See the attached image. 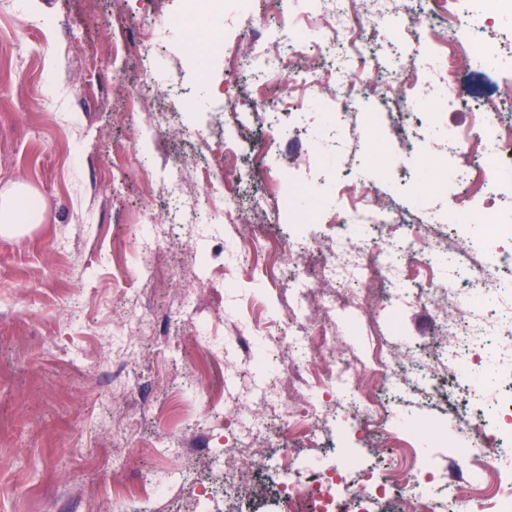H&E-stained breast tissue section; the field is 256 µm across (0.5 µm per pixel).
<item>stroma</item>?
<instances>
[{
  "instance_id": "35a3bbf8",
  "label": "stroma",
  "mask_w": 512,
  "mask_h": 512,
  "mask_svg": "<svg viewBox=\"0 0 512 512\" xmlns=\"http://www.w3.org/2000/svg\"><path fill=\"white\" fill-rule=\"evenodd\" d=\"M138 0L134 19L113 0L87 12L82 0H41L32 13L0 0V191L31 188L44 204L41 222L0 234V512H113L99 463L123 460L132 480L156 476V512H189L196 484L212 477L210 443L200 427L208 398H243L263 414L266 373L235 359L225 374L200 375L203 333L227 337L266 304L269 327H284L285 307L262 266L194 276L195 259H223L224 245L249 238L248 224L223 217L186 228L163 221L166 185L182 165L184 198L201 193L205 167L224 163V130L234 126L246 150L238 165L275 138V165L242 187L244 207L265 198L268 243L288 262V220L274 207L279 173L314 178L334 154L317 153L297 131L317 110L291 114L275 128L248 113L252 88L225 71L223 57L195 56L196 31L156 28L160 60L143 72L129 58L112 69V45L133 39L150 16ZM180 66V93L168 82ZM196 137L182 134L181 112ZM234 104L238 114L225 112ZM368 99L358 102L353 174L380 178L392 161L390 135L369 129ZM140 156L120 169L123 155ZM432 156L401 157L404 176L381 181L383 195L420 200L421 217L443 208L433 194ZM157 250V274L137 273L142 244ZM188 439L185 458L161 460L160 440ZM186 472L167 482L165 468Z\"/></svg>"
}]
</instances>
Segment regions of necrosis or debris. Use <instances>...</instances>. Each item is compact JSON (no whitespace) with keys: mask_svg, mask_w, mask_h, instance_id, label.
Listing matches in <instances>:
<instances>
[{"mask_svg":"<svg viewBox=\"0 0 512 512\" xmlns=\"http://www.w3.org/2000/svg\"><path fill=\"white\" fill-rule=\"evenodd\" d=\"M409 3L184 0L178 15L154 8L153 25L175 30L199 15L233 16L255 36L264 34L266 19L287 24L288 38L256 46L245 60L224 59L228 70L247 71L263 87L295 72L286 95L265 100L264 113L303 112L329 92V119L307 136L319 143L332 133L344 143L353 135L345 117L378 85L372 124L387 126L401 151L446 159L436 192L447 201L448 225L437 236L405 203L384 201L375 184L346 175L320 183L335 230L332 246L319 253L315 234L293 230L288 270L265 269L271 280L296 281L309 257L318 255L316 287L290 290L286 330L260 335L247 325L232 338L248 361L265 364L266 411L280 428L303 425L304 445L268 453L251 412L213 410L204 427L222 435L224 446L213 458L214 480L196 491L192 512H242L258 497L263 512H379L388 502L397 512H512V291L504 288L512 279V49L479 36L488 27L511 32L512 9L485 0L477 14L467 0H425L423 25ZM393 16L407 22L403 37L388 24ZM153 25L113 53V66L123 67L131 56L153 63ZM472 67L502 75L497 97L470 102L457 77ZM429 100L468 108L470 125L431 135L415 109ZM252 174L249 168L205 169L202 200L189 204L186 223H200L202 201L215 197L223 198L229 223H249L237 189ZM438 252L447 255L449 268L465 269V279L414 285ZM339 279L346 287H336ZM380 282L387 283L389 299L428 314L431 345L387 336L378 320ZM342 311L358 315L371 354L328 353L330 328ZM450 378L461 393L460 408L448 415L457 447L436 451L432 463L412 437L394 439L396 455L386 464L363 453L360 442L389 430L393 417L445 400ZM340 426L345 446L332 456L322 445ZM240 457L268 471L273 494L263 495L249 471L237 467Z\"/></svg>","mask_w":512,"mask_h":512,"instance_id":"4bbe7bcc","label":"necrosis or debris"}]
</instances>
